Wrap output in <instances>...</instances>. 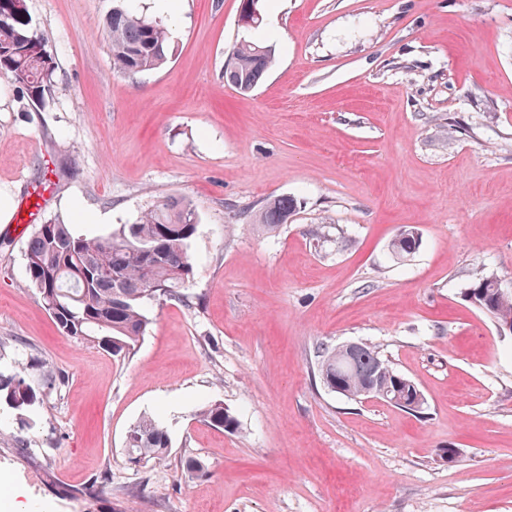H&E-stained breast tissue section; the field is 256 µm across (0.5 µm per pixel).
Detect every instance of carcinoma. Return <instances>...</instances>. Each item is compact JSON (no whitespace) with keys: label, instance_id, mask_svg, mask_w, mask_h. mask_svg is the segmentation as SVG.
Returning a JSON list of instances; mask_svg holds the SVG:
<instances>
[{"label":"carcinoma","instance_id":"1","mask_svg":"<svg viewBox=\"0 0 512 512\" xmlns=\"http://www.w3.org/2000/svg\"><path fill=\"white\" fill-rule=\"evenodd\" d=\"M112 67L124 74L158 68L170 55L163 21L120 4L106 20ZM274 57L263 41H241L224 61V82L240 92L251 91L262 80ZM55 62L31 28L26 0H0V76L10 78L33 101H43L55 78ZM297 201L288 196L269 199L259 223L275 231L296 211ZM198 214L183 197L166 196L155 202L135 224H123L107 236L87 238L58 219L36 225L26 251L28 285L52 316L61 333L98 346L113 355L129 356L136 350L150 324L145 304L161 298H184L180 292L192 273L189 241L196 232ZM391 253L398 259L416 253L409 239H392ZM464 298L480 311L500 321L512 317V292L505 293L489 276L475 278ZM24 365L18 371L0 373V402L25 411L44 400L28 385ZM384 383L374 386L378 395L391 388L396 405L419 413L424 401H415V383L395 370L377 349L362 344L352 355L340 348L319 355L318 376L328 391L355 399L366 381L375 376ZM200 416L208 425L236 430V419L214 402ZM127 461L139 467L160 463L169 456L171 441L151 417L133 424L124 440ZM186 479L207 474L204 461L180 460Z\"/></svg>","mask_w":512,"mask_h":512}]
</instances>
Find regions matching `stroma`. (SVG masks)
I'll use <instances>...</instances> for the list:
<instances>
[{"label": "stroma", "mask_w": 512, "mask_h": 512, "mask_svg": "<svg viewBox=\"0 0 512 512\" xmlns=\"http://www.w3.org/2000/svg\"><path fill=\"white\" fill-rule=\"evenodd\" d=\"M26 4L57 69L41 103L0 77V199L42 203L0 223V373L40 359L28 383L61 384L30 426L0 405V512H512V335L462 295L512 288V0H264L257 30L240 0H179L171 58L134 76L112 69L116 0ZM243 39L275 48L248 93L224 82ZM170 195L198 213L189 304L148 302L125 358L62 335L27 285L34 226L105 236ZM276 196L298 207L268 234ZM408 226L421 245L394 261ZM346 342L413 379L422 414L325 389L316 352ZM217 400L237 431L202 421ZM144 416L172 448L140 468ZM187 456L208 476L180 478ZM127 461L145 467L151 462L160 463L169 456L171 441L166 431L151 417H143L133 424L124 440Z\"/></svg>", "instance_id": "obj_1"}]
</instances>
